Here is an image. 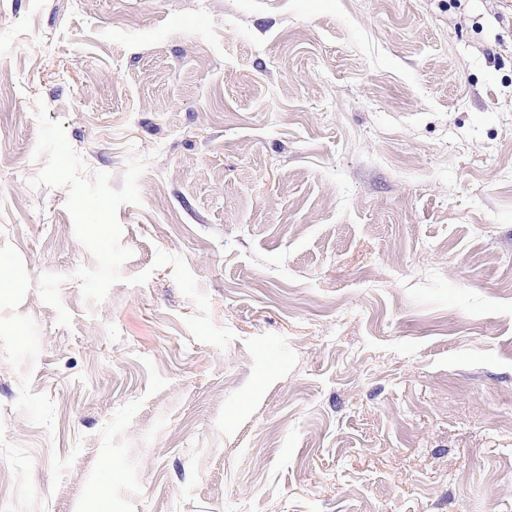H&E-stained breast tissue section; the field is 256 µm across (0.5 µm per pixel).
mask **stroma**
Segmentation results:
<instances>
[{
  "instance_id": "stroma-1",
  "label": "stroma",
  "mask_w": 512,
  "mask_h": 512,
  "mask_svg": "<svg viewBox=\"0 0 512 512\" xmlns=\"http://www.w3.org/2000/svg\"><path fill=\"white\" fill-rule=\"evenodd\" d=\"M0 265V512H512V0H0Z\"/></svg>"
}]
</instances>
